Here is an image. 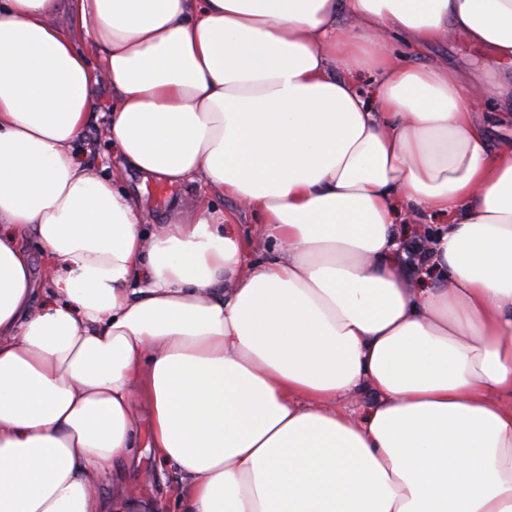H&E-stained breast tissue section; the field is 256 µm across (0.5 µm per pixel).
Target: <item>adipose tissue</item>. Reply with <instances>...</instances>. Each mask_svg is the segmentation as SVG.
Returning <instances> with one entry per match:
<instances>
[{"instance_id":"1","label":"adipose tissue","mask_w":512,"mask_h":512,"mask_svg":"<svg viewBox=\"0 0 512 512\" xmlns=\"http://www.w3.org/2000/svg\"><path fill=\"white\" fill-rule=\"evenodd\" d=\"M58 7L0 0V512H158L100 492L144 448L177 512H512V81L392 44L512 69V0ZM102 82L109 177L70 150ZM129 168L272 257L207 205L146 230ZM426 212L429 288L394 231ZM397 52L403 57L409 58L411 62L432 63L448 61V65L466 73H479L499 68L486 62L472 47L465 41L457 40L451 43L445 42L432 46L423 51L419 56L412 55L399 41L393 40ZM123 184L133 200L145 210V224L162 223L170 215L171 205L175 201L186 205L203 201L229 213H237L238 224H243L241 227L246 233L254 235L257 231V217L250 213H241L235 200L224 197L201 181H187L181 185L169 186L131 172Z\"/></svg>"}]
</instances>
